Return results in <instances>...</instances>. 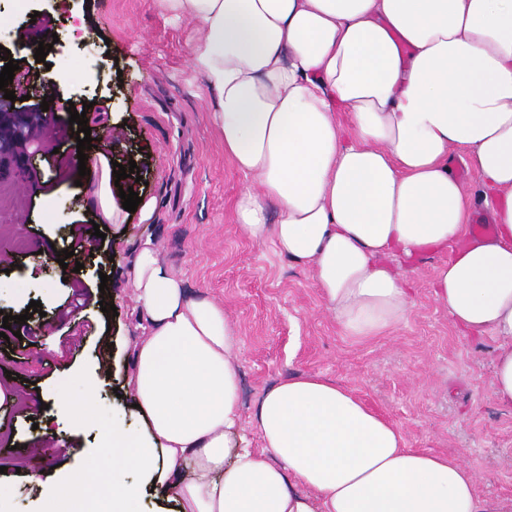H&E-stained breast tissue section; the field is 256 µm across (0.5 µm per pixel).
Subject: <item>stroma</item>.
<instances>
[{
  "label": "stroma",
  "mask_w": 512,
  "mask_h": 512,
  "mask_svg": "<svg viewBox=\"0 0 512 512\" xmlns=\"http://www.w3.org/2000/svg\"><path fill=\"white\" fill-rule=\"evenodd\" d=\"M52 33L58 43L36 62ZM199 37L194 22L157 0H0V46L20 62L16 94L54 88L50 123L69 133L33 151L17 137L33 112L0 97V311L24 315L33 300L43 309L26 317L21 337H0V512H39L42 492L29 474L52 483L66 469L108 462L96 425H72L52 408L23 410L18 398L79 372L104 414L119 405L115 392L129 374L123 346L134 336L128 256L146 238L183 275L190 297L223 305L240 338L244 414L278 381L321 373L396 424L407 447L470 465L478 494L512 496V409L492 395L495 343L464 339L432 295L447 253L417 263L407 323L362 341L344 336L311 267L253 243L236 225L234 201L248 179L212 121L214 94L191 59ZM64 70L81 71V80L60 82ZM73 109L85 111L94 145L115 162L136 159L135 189L155 205L150 220L128 213L93 252L74 253L77 273L57 261L73 225L93 218L65 162L77 144ZM31 175L41 180L34 194ZM78 284L89 304L59 321ZM105 303L115 313L103 312Z\"/></svg>",
  "instance_id": "35a3bbf8"
}]
</instances>
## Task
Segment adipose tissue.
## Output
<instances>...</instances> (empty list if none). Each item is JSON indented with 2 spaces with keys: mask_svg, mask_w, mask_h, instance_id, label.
<instances>
[{
  "mask_svg": "<svg viewBox=\"0 0 512 512\" xmlns=\"http://www.w3.org/2000/svg\"><path fill=\"white\" fill-rule=\"evenodd\" d=\"M201 25L193 58L217 94L224 151L251 179L240 229L310 264L344 335L405 323L409 271L451 251L434 299L463 336L495 340L492 390L512 408V0H163ZM347 113L342 127L338 113ZM461 151L491 206L493 233H466ZM98 152L86 181L101 224L126 220ZM138 337L128 352L132 428L103 432L105 468L45 486L42 512H512L482 496L465 462L407 448L401 430L322 374L288 378L241 426L240 340L222 305L189 298L152 239L131 255ZM51 399L81 426L95 389L73 375ZM139 483L127 480L128 471Z\"/></svg>",
  "mask_w": 512,
  "mask_h": 512,
  "instance_id": "1",
  "label": "adipose tissue"
}]
</instances>
